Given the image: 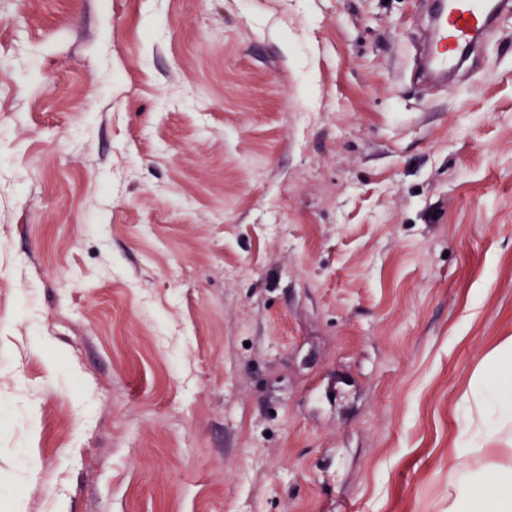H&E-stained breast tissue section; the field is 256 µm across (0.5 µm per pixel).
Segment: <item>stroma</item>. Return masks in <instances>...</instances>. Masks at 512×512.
Masks as SVG:
<instances>
[{"mask_svg": "<svg viewBox=\"0 0 512 512\" xmlns=\"http://www.w3.org/2000/svg\"><path fill=\"white\" fill-rule=\"evenodd\" d=\"M0 0V512H446L512 336V14ZM512 8L509 0L438 1L430 17L429 35L442 50L431 52L427 70L447 77L448 71L459 69L462 52L472 50L491 23L492 13Z\"/></svg>", "mask_w": 512, "mask_h": 512, "instance_id": "stroma-1", "label": "stroma"}]
</instances>
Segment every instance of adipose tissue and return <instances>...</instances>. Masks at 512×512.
Wrapping results in <instances>:
<instances>
[{
    "mask_svg": "<svg viewBox=\"0 0 512 512\" xmlns=\"http://www.w3.org/2000/svg\"><path fill=\"white\" fill-rule=\"evenodd\" d=\"M466 417L448 454L447 512H512V336L476 367Z\"/></svg>",
    "mask_w": 512,
    "mask_h": 512,
    "instance_id": "1",
    "label": "adipose tissue"
}]
</instances>
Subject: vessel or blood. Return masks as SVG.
Returning <instances> with one entry per match:
<instances>
[{"mask_svg": "<svg viewBox=\"0 0 512 512\" xmlns=\"http://www.w3.org/2000/svg\"><path fill=\"white\" fill-rule=\"evenodd\" d=\"M512 7V0H437L429 32L439 45L427 68L444 77L459 69L463 54L472 50L486 32L493 13Z\"/></svg>", "mask_w": 512, "mask_h": 512, "instance_id": "1", "label": "vessel or blood"}]
</instances>
